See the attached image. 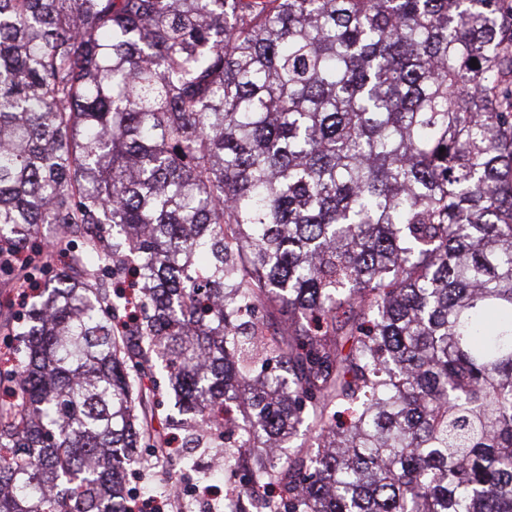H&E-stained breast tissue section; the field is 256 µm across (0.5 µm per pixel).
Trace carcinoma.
Here are the masks:
<instances>
[{
    "instance_id": "1",
    "label": "carcinoma",
    "mask_w": 512,
    "mask_h": 512,
    "mask_svg": "<svg viewBox=\"0 0 512 512\" xmlns=\"http://www.w3.org/2000/svg\"><path fill=\"white\" fill-rule=\"evenodd\" d=\"M54 252L0 512L192 448L210 512H512V0H0V277Z\"/></svg>"
}]
</instances>
